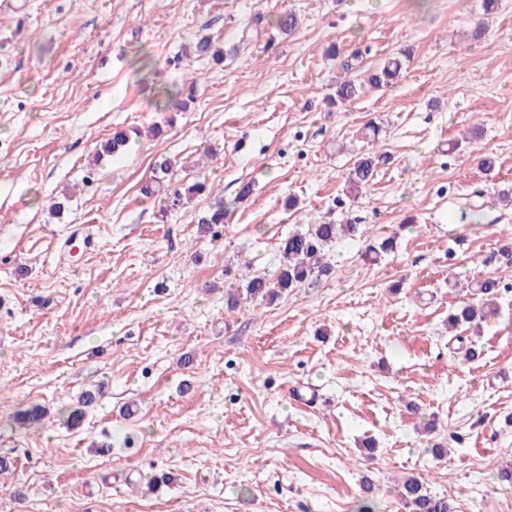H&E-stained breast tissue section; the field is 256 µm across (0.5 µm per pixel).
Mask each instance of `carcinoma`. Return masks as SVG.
I'll list each match as a JSON object with an SVG mask.
<instances>
[{"instance_id": "obj_1", "label": "carcinoma", "mask_w": 512, "mask_h": 512, "mask_svg": "<svg viewBox=\"0 0 512 512\" xmlns=\"http://www.w3.org/2000/svg\"><path fill=\"white\" fill-rule=\"evenodd\" d=\"M197 57H210L219 63L223 60V51L207 36L198 38L192 46ZM407 55L393 56L385 59L367 76V82L375 88L391 86L405 69ZM359 94V85L354 79H346L336 85L334 103H344L355 99ZM130 142L124 131H116L112 137L100 144L97 157L116 155L123 152ZM383 154L366 155L355 161L350 170V181L355 186L368 184L374 176L378 165L384 162ZM174 173V163L165 155L155 161L152 178L145 181L140 193L152 198L168 188ZM230 207L218 201L199 219V224L208 229L215 224H222L227 218ZM355 224H312L305 231L294 232L281 240L279 251L281 263L276 278L272 281L264 276H253L242 288L230 290L226 294V306L237 308L241 301L250 300L271 303L290 289L297 288L314 279L327 275L331 266L325 261L326 249L338 241L356 235ZM475 299L464 301L448 313V330L462 332L491 319L498 309V295L502 282L498 278L486 276L476 280L472 285ZM101 397L100 392L86 391L79 400V407L63 417L67 426L75 428L81 424L85 409L92 406ZM45 409L39 404H30L14 414V423L20 428H30L41 423ZM400 497L408 512H457L454 502L448 496H439L427 491L422 481L410 477L402 484Z\"/></svg>"}]
</instances>
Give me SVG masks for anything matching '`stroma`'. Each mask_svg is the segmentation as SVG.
Instances as JSON below:
<instances>
[{
  "mask_svg": "<svg viewBox=\"0 0 512 512\" xmlns=\"http://www.w3.org/2000/svg\"><path fill=\"white\" fill-rule=\"evenodd\" d=\"M200 34L235 54L186 58ZM333 44L359 52L361 78L410 64L332 105ZM186 73V111H159ZM117 128L128 148L94 160ZM163 153L172 187L208 192L143 198ZM507 194L512 0H0V455L15 461L0 512H357L366 479L375 512H406L410 475L457 512H512L496 479L512 460V293L468 331L479 360L461 363L448 332L473 278L512 281L484 263L512 240ZM219 199L230 220L201 231ZM322 223L359 227L328 276L226 309L227 289L277 272L283 238ZM387 236L395 251L367 260ZM100 386L67 428L61 412ZM32 403L43 425L18 428ZM161 470L168 487L134 488ZM407 56H393L385 59L380 65L367 76V82L375 88H385L391 86L405 69ZM385 159L384 154L366 155L359 158L350 170L351 183L357 187L368 184L373 178L378 165L384 162Z\"/></svg>",
  "mask_w": 512,
  "mask_h": 512,
  "instance_id": "35a3bbf8",
  "label": "stroma"
}]
</instances>
